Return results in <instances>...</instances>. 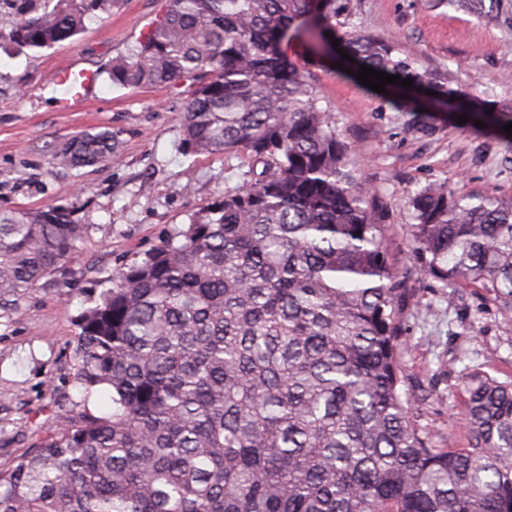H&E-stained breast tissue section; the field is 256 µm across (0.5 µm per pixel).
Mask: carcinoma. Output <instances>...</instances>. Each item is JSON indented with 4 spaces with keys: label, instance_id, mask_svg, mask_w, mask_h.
I'll list each match as a JSON object with an SVG mask.
<instances>
[{
    "label": "carcinoma",
    "instance_id": "obj_1",
    "mask_svg": "<svg viewBox=\"0 0 512 512\" xmlns=\"http://www.w3.org/2000/svg\"><path fill=\"white\" fill-rule=\"evenodd\" d=\"M43 2L0 41L71 42L112 0ZM329 2L167 0L107 69L125 88L189 84L186 147L253 168L81 314L76 378L109 390L112 414L80 413L0 469V512H512V379L473 374L466 446L441 448L400 355L418 274L512 311V198L425 186L393 241L386 198L288 61ZM345 43L343 66L425 83L388 44ZM118 146L82 134L52 161L104 166ZM84 233L53 207L0 211V297L58 273Z\"/></svg>",
    "mask_w": 512,
    "mask_h": 512
}]
</instances>
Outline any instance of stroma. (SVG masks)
I'll list each match as a JSON object with an SVG mask.
<instances>
[{
    "mask_svg": "<svg viewBox=\"0 0 512 512\" xmlns=\"http://www.w3.org/2000/svg\"><path fill=\"white\" fill-rule=\"evenodd\" d=\"M166 0H112L105 18H89L77 42L39 50L0 43V210L56 207L86 228L62 274L18 296L0 298V468L15 464L46 433L81 412L111 413L108 390L85 392L76 378L72 336L79 315L118 268L141 260L190 218L242 182V152L186 149L177 118L187 101L179 83L128 89L106 70L129 56ZM328 26L413 56L434 78V95L401 98L372 91L304 39L288 56L319 92L357 153L360 177L391 204L389 223L408 221V191L445 185L512 198V0H333ZM98 72L73 110L58 107L51 80L59 66ZM491 113L492 125L460 122L464 105ZM117 134L110 164L67 168L51 153L76 135ZM404 324L402 364L412 411L437 445L459 448L467 377L512 376V311L477 288L415 283Z\"/></svg>",
    "mask_w": 512,
    "mask_h": 512,
    "instance_id": "35a3bbf8",
    "label": "stroma"
}]
</instances>
